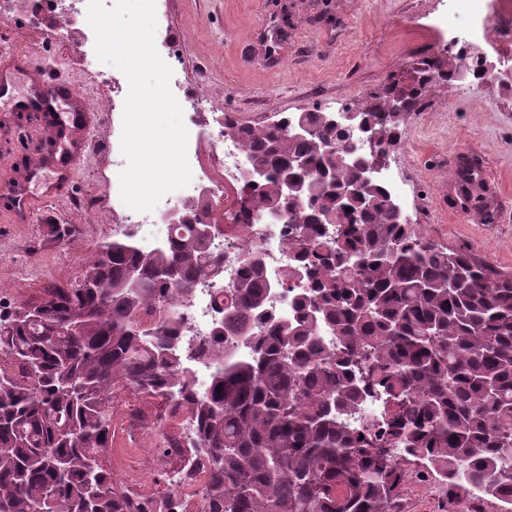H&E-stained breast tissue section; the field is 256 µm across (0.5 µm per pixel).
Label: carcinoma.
Segmentation results:
<instances>
[{
  "instance_id": "1",
  "label": "carcinoma",
  "mask_w": 512,
  "mask_h": 512,
  "mask_svg": "<svg viewBox=\"0 0 512 512\" xmlns=\"http://www.w3.org/2000/svg\"><path fill=\"white\" fill-rule=\"evenodd\" d=\"M458 61L423 63L413 86L360 113L366 123L382 117L376 153L398 142L396 108L416 106L430 73L454 78ZM328 117L291 119L339 143L328 153L288 139L286 121L227 131L249 165L270 171L249 211L286 204L300 221L286 281L313 287L279 319L264 309L261 261L249 258L222 295L213 336L229 330L250 353L199 345L212 365L204 387L179 354L181 318L168 307L172 288L187 293L222 263L199 222L153 253L117 237L81 284L34 306L0 305V353L12 364L0 368V512H132L102 460L117 384L177 401L209 472L201 512H400V460L410 458L452 487L512 505V278L397 218L372 182L370 206L356 211L338 188L358 179L352 159L363 147ZM294 157L307 166L288 168ZM165 268L175 280L158 278ZM323 327L336 339L330 349L318 340ZM370 390L385 395L382 423L355 426L349 417Z\"/></svg>"
}]
</instances>
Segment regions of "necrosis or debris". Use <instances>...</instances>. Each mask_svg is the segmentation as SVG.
<instances>
[{
  "mask_svg": "<svg viewBox=\"0 0 512 512\" xmlns=\"http://www.w3.org/2000/svg\"><path fill=\"white\" fill-rule=\"evenodd\" d=\"M512 7V0H448V30L453 47L465 53L486 41L493 15ZM167 64L171 67V89L185 115L189 133L187 155L192 181L184 189L162 197L149 213H139L116 202L112 207V223L117 234L131 235L138 248L149 252L168 246L175 235V227L163 223L164 213L174 207H190L192 217L200 222L210 221L213 211H220L221 220L213 227L211 242L224 257L221 276L202 280L187 298L178 299L174 311L183 319L181 348L189 355L188 366L198 385H205L210 368L207 363L192 359L191 354L201 342L211 338L221 315L218 300L226 288L240 278L243 253L252 250L263 264L264 278L269 288L267 309L277 317H292L297 294L309 290L310 281L285 283L283 274L294 262L288 242L297 232L292 224H258L243 206L242 170L246 155L239 141L228 136L226 130L235 125L231 112L207 110L203 100L191 89L190 77L180 66L175 51H168ZM156 447L169 449L182 456L181 467L172 472L169 481L175 490L178 512H200L201 491L208 482L205 470H193L186 443L169 439L166 433L152 429Z\"/></svg>",
  "mask_w": 512,
  "mask_h": 512,
  "instance_id": "4bbe7bcc",
  "label": "necrosis or debris"
}]
</instances>
